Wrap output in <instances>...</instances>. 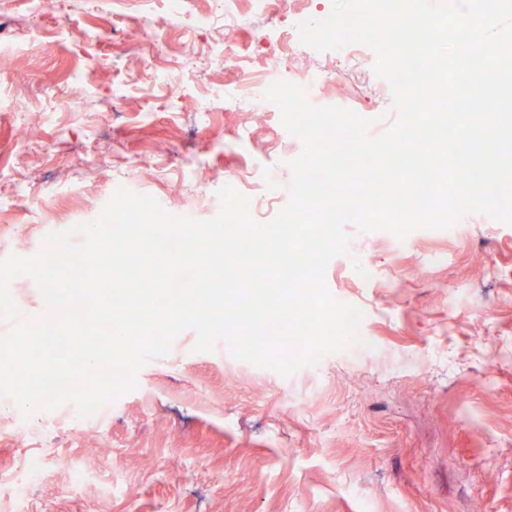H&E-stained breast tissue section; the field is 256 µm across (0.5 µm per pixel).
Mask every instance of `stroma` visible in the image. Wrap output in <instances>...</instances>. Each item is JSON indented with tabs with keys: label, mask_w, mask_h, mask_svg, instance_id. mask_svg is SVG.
Segmentation results:
<instances>
[{
	"label": "stroma",
	"mask_w": 512,
	"mask_h": 512,
	"mask_svg": "<svg viewBox=\"0 0 512 512\" xmlns=\"http://www.w3.org/2000/svg\"><path fill=\"white\" fill-rule=\"evenodd\" d=\"M64 0L31 13L0 0V259L31 257L47 235L98 219L116 186L168 212L213 217L217 191L249 197L259 221L285 195L250 187L253 169L288 186L280 111L225 109L241 71L331 67L290 55L252 0ZM208 16V28L197 26ZM374 58L313 88L382 133L397 117ZM37 137H19L27 118ZM349 253L325 283L364 312L374 347L348 345L284 376L176 336L134 390L79 416L73 404L23 417L0 398V512H512V225L470 213L401 238L347 224ZM18 317L47 315L26 276ZM41 471L23 498L25 460Z\"/></svg>",
	"instance_id": "35a3bbf8"
}]
</instances>
